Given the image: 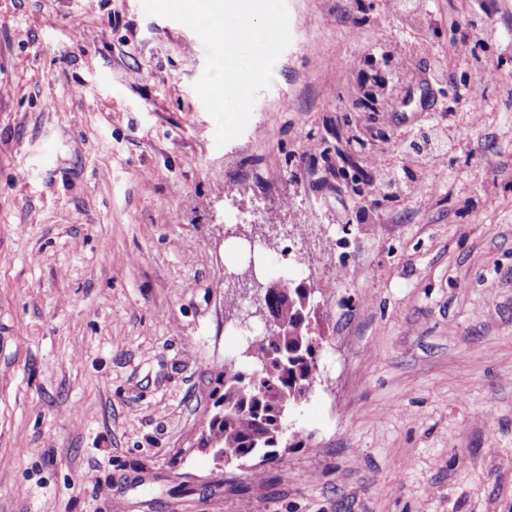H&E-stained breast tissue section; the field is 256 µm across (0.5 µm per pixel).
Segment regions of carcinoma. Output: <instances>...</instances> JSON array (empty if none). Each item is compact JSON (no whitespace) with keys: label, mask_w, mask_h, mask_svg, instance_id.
<instances>
[{"label":"carcinoma","mask_w":512,"mask_h":512,"mask_svg":"<svg viewBox=\"0 0 512 512\" xmlns=\"http://www.w3.org/2000/svg\"><path fill=\"white\" fill-rule=\"evenodd\" d=\"M309 288L291 281L265 290L273 322L257 340L256 369L246 374L226 364L217 376L222 393L203 426L198 447L215 455L230 451L243 466L273 460L285 445L288 416L308 399L317 380V347L310 344L304 308ZM247 344L246 350L253 346Z\"/></svg>","instance_id":"obj_1"}]
</instances>
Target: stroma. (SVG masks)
Segmentation results:
<instances>
[{
  "label": "stroma",
  "mask_w": 512,
  "mask_h": 512,
  "mask_svg": "<svg viewBox=\"0 0 512 512\" xmlns=\"http://www.w3.org/2000/svg\"><path fill=\"white\" fill-rule=\"evenodd\" d=\"M286 3L220 147L191 29L0 0V512H512V0ZM268 225L320 351L304 443L256 481L196 442L255 364L225 277Z\"/></svg>",
  "instance_id": "obj_1"
}]
</instances>
